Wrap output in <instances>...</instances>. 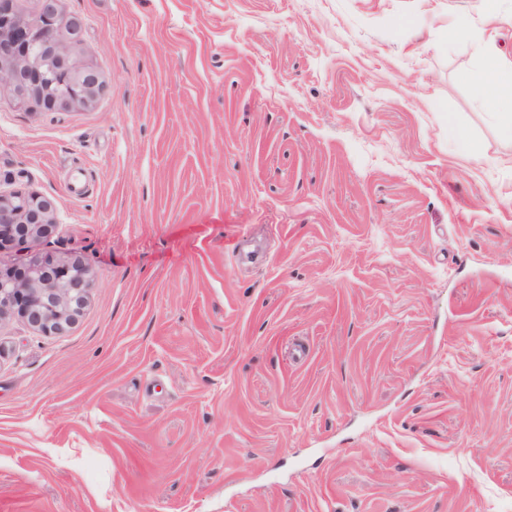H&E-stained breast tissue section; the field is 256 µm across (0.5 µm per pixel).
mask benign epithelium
Wrapping results in <instances>:
<instances>
[{"instance_id":"obj_1","label":"benign epithelium","mask_w":512,"mask_h":512,"mask_svg":"<svg viewBox=\"0 0 512 512\" xmlns=\"http://www.w3.org/2000/svg\"><path fill=\"white\" fill-rule=\"evenodd\" d=\"M41 0L30 16L14 0H0V39L11 36L17 50L0 58V92L7 91L39 112H67L92 105L106 84L91 62L79 58L84 22ZM53 203L34 191L0 194V245L48 239L55 229ZM94 276L80 261H37L17 276L0 270V320L16 316L47 334L71 325L87 300Z\"/></svg>"}]
</instances>
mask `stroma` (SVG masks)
I'll use <instances>...</instances> for the list:
<instances>
[{"label":"stroma","instance_id":"1","mask_svg":"<svg viewBox=\"0 0 512 512\" xmlns=\"http://www.w3.org/2000/svg\"><path fill=\"white\" fill-rule=\"evenodd\" d=\"M61 7L109 90L0 95V268L96 279L0 323V512H512V0ZM490 91L489 103L497 114L500 135L512 141V58L493 56L482 76ZM53 210V203L34 191L0 193V247L50 238L56 226ZM93 286L94 276L81 261H37L17 276L0 269V321L16 316L43 333H61Z\"/></svg>","mask_w":512,"mask_h":512}]
</instances>
